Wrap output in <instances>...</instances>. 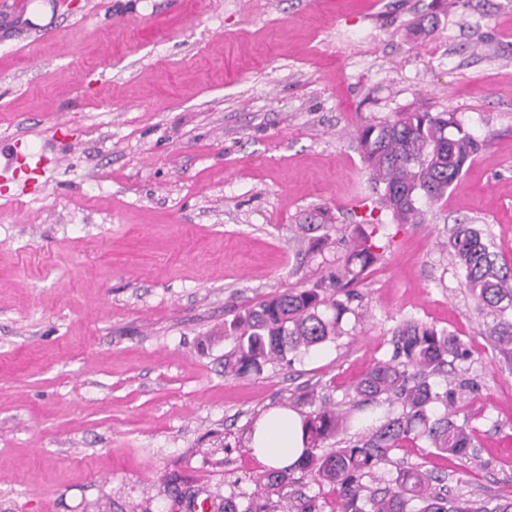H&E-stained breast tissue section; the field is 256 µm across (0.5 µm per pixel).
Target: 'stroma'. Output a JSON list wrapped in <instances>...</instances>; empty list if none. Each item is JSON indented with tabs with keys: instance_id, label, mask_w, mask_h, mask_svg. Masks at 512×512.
Instances as JSON below:
<instances>
[{
	"instance_id": "stroma-1",
	"label": "stroma",
	"mask_w": 512,
	"mask_h": 512,
	"mask_svg": "<svg viewBox=\"0 0 512 512\" xmlns=\"http://www.w3.org/2000/svg\"><path fill=\"white\" fill-rule=\"evenodd\" d=\"M413 109L454 113L480 149L399 224L356 131ZM319 209L382 225L362 319L291 365L225 374V321L344 254L297 233ZM459 219L512 264V0H0V512L247 505L268 468L255 421L305 414L310 390L344 405L407 318L471 353L476 457L406 441L386 472L512 495V368L440 248ZM392 411L351 408L320 454Z\"/></svg>"
}]
</instances>
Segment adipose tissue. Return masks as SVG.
<instances>
[{
  "instance_id": "adipose-tissue-1",
  "label": "adipose tissue",
  "mask_w": 512,
  "mask_h": 512,
  "mask_svg": "<svg viewBox=\"0 0 512 512\" xmlns=\"http://www.w3.org/2000/svg\"><path fill=\"white\" fill-rule=\"evenodd\" d=\"M249 446L272 467L292 465L304 451L300 417L286 408L268 411L255 423Z\"/></svg>"
}]
</instances>
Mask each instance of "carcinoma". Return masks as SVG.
<instances>
[{
  "instance_id": "carcinoma-1",
  "label": "carcinoma",
  "mask_w": 512,
  "mask_h": 512,
  "mask_svg": "<svg viewBox=\"0 0 512 512\" xmlns=\"http://www.w3.org/2000/svg\"><path fill=\"white\" fill-rule=\"evenodd\" d=\"M357 142L366 170L380 188L381 208L399 224L422 223L420 199L431 204L447 198L470 168L479 142L448 112H398L357 130ZM330 218L325 211L298 225L309 234L318 230L313 248L329 244ZM380 225L369 219L354 226L345 255L326 276L308 288L269 296L224 323V335L234 347L224 355V372L259 373L265 365L290 363L291 358L349 334L344 318L357 294L336 299L342 290L361 283L383 256ZM444 250L455 260L477 315L489 317L484 335L497 354L512 364V266L493 250L487 235L472 224L455 225ZM393 350L353 386L349 400L359 405L383 399L398 400L401 413L388 418L364 439L319 456L314 449L336 437L347 416L307 394L313 410L302 417L305 451L295 467L320 483L340 489L336 512H512V497L462 502L442 492L443 479L416 467H403L384 480L377 475L390 461L389 453L404 440H423L442 453L473 459L474 445L467 421L453 416L466 391L467 380L438 390L428 376L444 371L448 361L470 357L457 337L417 319L403 321L393 330ZM442 407L443 412L436 411ZM290 468L270 469L255 480L256 494L246 509L234 498L224 499V512H293L282 489ZM277 500H272V496Z\"/></svg>"
}]
</instances>
